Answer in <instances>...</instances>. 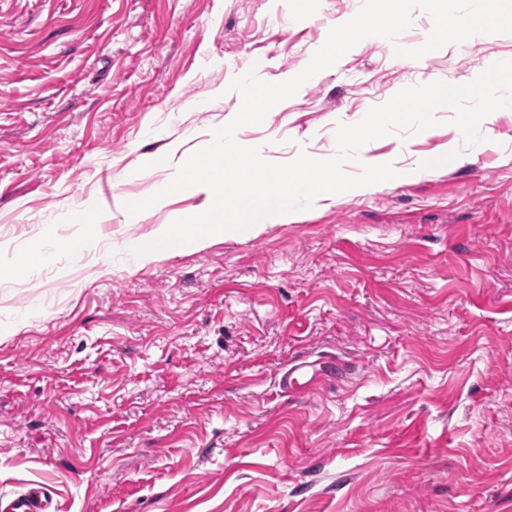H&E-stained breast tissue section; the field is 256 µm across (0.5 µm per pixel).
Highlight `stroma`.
<instances>
[{"mask_svg":"<svg viewBox=\"0 0 512 512\" xmlns=\"http://www.w3.org/2000/svg\"><path fill=\"white\" fill-rule=\"evenodd\" d=\"M356 0H0V495L58 512H512V109L464 147L453 111L392 180L134 262L177 195L135 224L165 166L237 113L239 69L300 71ZM512 33L414 60L362 41L240 137L265 161L328 157L338 125L404 88L464 85ZM460 150L429 170L417 159ZM120 190H113L114 181ZM99 211L70 224V208ZM96 242L78 260L56 248ZM348 368L307 395L298 360ZM53 498L43 487L16 493L8 498L0 497L1 512H55Z\"/></svg>","mask_w":512,"mask_h":512,"instance_id":"35a3bbf8","label":"stroma"}]
</instances>
